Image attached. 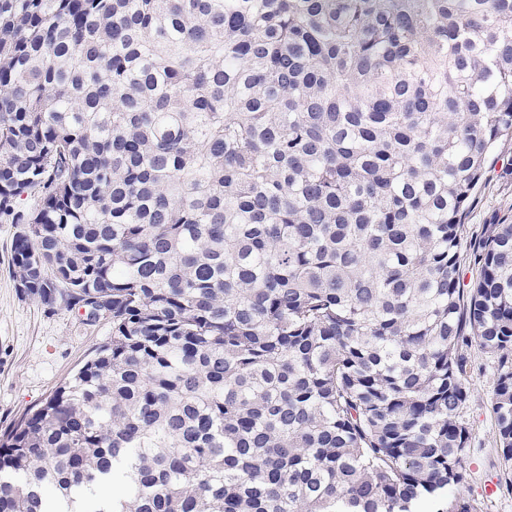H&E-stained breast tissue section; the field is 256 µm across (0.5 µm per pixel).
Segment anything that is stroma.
Returning <instances> with one entry per match:
<instances>
[{
  "instance_id": "obj_1",
  "label": "stroma",
  "mask_w": 512,
  "mask_h": 512,
  "mask_svg": "<svg viewBox=\"0 0 512 512\" xmlns=\"http://www.w3.org/2000/svg\"><path fill=\"white\" fill-rule=\"evenodd\" d=\"M464 218L463 250L472 252L489 224L512 221V137L505 136L488 157L485 173ZM15 225L0 222V429L41 403L99 345L107 342V323L86 324L78 312L46 310L18 293L11 273ZM473 391L463 411L472 431L475 469L466 490L480 499L484 512H512V495L486 499L481 485L498 475L496 426L490 404L497 357L470 352Z\"/></svg>"
}]
</instances>
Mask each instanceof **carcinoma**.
<instances>
[{
	"label": "carcinoma",
	"instance_id": "obj_1",
	"mask_svg": "<svg viewBox=\"0 0 512 512\" xmlns=\"http://www.w3.org/2000/svg\"><path fill=\"white\" fill-rule=\"evenodd\" d=\"M505 135L512 0H0L13 279L112 325L0 512H482L472 347L512 494V222L461 269Z\"/></svg>",
	"mask_w": 512,
	"mask_h": 512
}]
</instances>
